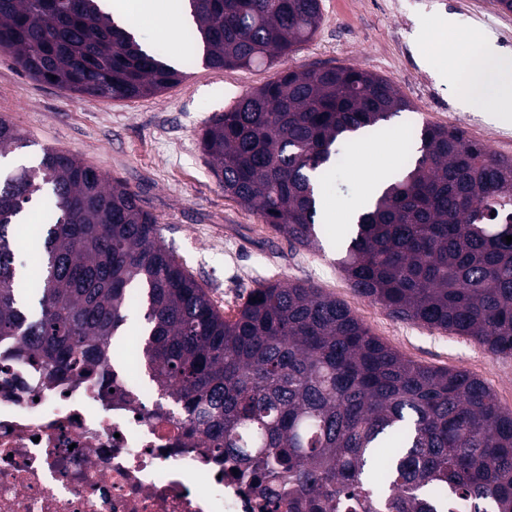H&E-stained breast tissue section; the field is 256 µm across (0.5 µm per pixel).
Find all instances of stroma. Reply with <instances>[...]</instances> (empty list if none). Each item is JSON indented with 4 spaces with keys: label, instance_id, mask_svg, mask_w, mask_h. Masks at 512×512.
<instances>
[{
    "label": "stroma",
    "instance_id": "stroma-1",
    "mask_svg": "<svg viewBox=\"0 0 512 512\" xmlns=\"http://www.w3.org/2000/svg\"><path fill=\"white\" fill-rule=\"evenodd\" d=\"M321 8L317 33L289 57L288 67L356 64L391 79L412 105L387 122L386 137L341 143V163L325 189L337 215L355 205L369 177L402 168L406 141L394 137L397 128L411 130L425 122L457 127L491 153L512 158V125H493L479 108L458 107L464 90L460 62L471 47L489 37L512 53V40L502 37L512 12L497 0H321ZM436 15L471 34V45L437 52L441 35L429 26ZM431 55L438 58L437 68L425 64ZM183 72L177 84L156 96L90 100L31 79L0 50V115L27 139L9 169L35 165L46 147L76 154L140 196L157 217L166 246L225 317L237 314L258 282L298 281L343 302L406 359L462 369L483 380L511 411L512 358L493 355L464 336L394 319L356 292L336 263L342 223L320 224V247L302 248L225 197L202 152L201 134L212 116L269 81L273 69L219 70L198 62Z\"/></svg>",
    "mask_w": 512,
    "mask_h": 512
}]
</instances>
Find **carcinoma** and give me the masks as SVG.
<instances>
[{"instance_id": "obj_1", "label": "carcinoma", "mask_w": 512, "mask_h": 512, "mask_svg": "<svg viewBox=\"0 0 512 512\" xmlns=\"http://www.w3.org/2000/svg\"><path fill=\"white\" fill-rule=\"evenodd\" d=\"M189 5L186 62L199 49L215 69L280 66L203 130L214 176L275 233L313 246L337 142L383 133L410 102L355 65L282 66L316 34L320 0ZM0 50L30 78L91 99L155 96L180 77L97 0H0ZM409 140L417 155L337 240L341 271L392 317L511 357L512 159L432 123ZM25 144L0 116V153ZM34 200L48 223L29 276L14 230ZM133 307L150 382L263 512H512V412L479 378L404 358L301 282L260 283L225 318L136 193L75 154L44 148L0 179V338H19L14 357L119 396L107 367Z\"/></svg>"}]
</instances>
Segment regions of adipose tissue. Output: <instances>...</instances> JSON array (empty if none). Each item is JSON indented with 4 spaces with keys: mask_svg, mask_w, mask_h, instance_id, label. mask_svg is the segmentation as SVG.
<instances>
[{
    "mask_svg": "<svg viewBox=\"0 0 512 512\" xmlns=\"http://www.w3.org/2000/svg\"><path fill=\"white\" fill-rule=\"evenodd\" d=\"M102 10L128 30L150 26L163 33L190 21L186 0H102ZM466 88L461 111L478 105L496 125L512 123V56L485 39L479 54L464 63Z\"/></svg>",
    "mask_w": 512,
    "mask_h": 512,
    "instance_id": "ef3b65f1",
    "label": "adipose tissue"
}]
</instances>
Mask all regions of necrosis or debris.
Instances as JSON below:
<instances>
[{"label":"necrosis or debris","mask_w":512,"mask_h":512,"mask_svg":"<svg viewBox=\"0 0 512 512\" xmlns=\"http://www.w3.org/2000/svg\"><path fill=\"white\" fill-rule=\"evenodd\" d=\"M18 345L0 339V512H260L128 362L112 368L123 398L108 400L14 359Z\"/></svg>","instance_id":"obj_1"}]
</instances>
